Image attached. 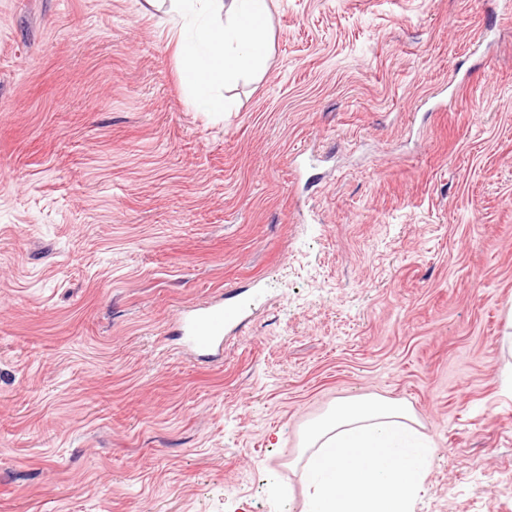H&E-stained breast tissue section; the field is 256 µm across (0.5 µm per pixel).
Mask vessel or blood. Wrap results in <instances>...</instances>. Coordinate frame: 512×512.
I'll return each instance as SVG.
<instances>
[{
  "mask_svg": "<svg viewBox=\"0 0 512 512\" xmlns=\"http://www.w3.org/2000/svg\"><path fill=\"white\" fill-rule=\"evenodd\" d=\"M246 313V305L238 299L184 308L178 318L184 347L199 359L221 360L227 330L245 321Z\"/></svg>",
  "mask_w": 512,
  "mask_h": 512,
  "instance_id": "obj_1",
  "label": "vessel or blood"
}]
</instances>
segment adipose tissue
I'll use <instances>...</instances> for the list:
<instances>
[{
	"mask_svg": "<svg viewBox=\"0 0 512 512\" xmlns=\"http://www.w3.org/2000/svg\"><path fill=\"white\" fill-rule=\"evenodd\" d=\"M182 75L200 112L226 109L223 89L261 68L268 48L267 0H175ZM304 512H412L427 446L403 403L340 400L303 435Z\"/></svg>",
	"mask_w": 512,
	"mask_h": 512,
	"instance_id": "1",
	"label": "adipose tissue"
}]
</instances>
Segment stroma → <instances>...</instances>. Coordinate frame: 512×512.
Here are the masks:
<instances>
[{"mask_svg": "<svg viewBox=\"0 0 512 512\" xmlns=\"http://www.w3.org/2000/svg\"><path fill=\"white\" fill-rule=\"evenodd\" d=\"M169 8L0 0V512H302L366 394L430 445L414 512H512V0H269L219 115ZM230 296V297H229ZM237 295H226L224 303L190 306L178 318L184 347L198 359L218 361L224 354V334L246 320L247 306Z\"/></svg>", "mask_w": 512, "mask_h": 512, "instance_id": "35a3bbf8", "label": "stroma"}]
</instances>
